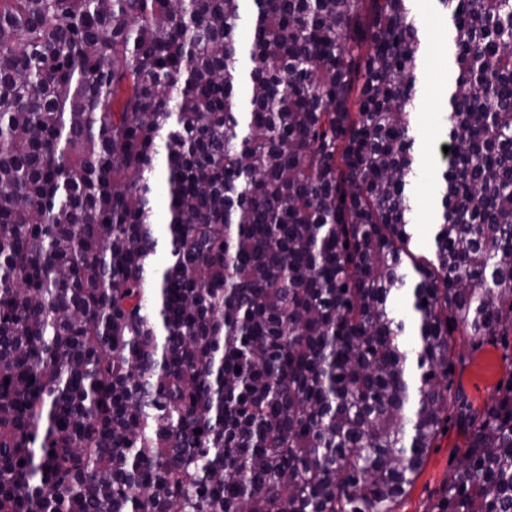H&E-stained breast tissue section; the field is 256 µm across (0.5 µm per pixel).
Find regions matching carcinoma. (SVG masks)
<instances>
[{
    "mask_svg": "<svg viewBox=\"0 0 512 512\" xmlns=\"http://www.w3.org/2000/svg\"><path fill=\"white\" fill-rule=\"evenodd\" d=\"M0 0V512H512V0L453 50L414 254L415 0ZM167 213L158 222L157 180ZM429 146H426L425 154L421 161V175L416 185L418 188L417 199L418 204L416 207L415 217V239L411 243L410 248L417 255L429 256L428 248L425 245V241L429 234L426 223V213L432 207L434 202V186L433 182L427 180L423 175V168L425 174L428 170H432L438 163L444 158L443 147L440 141L436 137H428ZM452 344L458 356L449 376L453 389L461 388L475 407H483L498 395V387L512 379V335L474 347L467 336L454 333ZM462 428L451 413L448 428H444L429 448L425 464L416 476L407 494L399 501L397 512H427L430 504L443 492L448 477L460 465L462 456L458 448H463Z\"/></svg>",
    "mask_w": 512,
    "mask_h": 512,
    "instance_id": "1",
    "label": "carcinoma"
}]
</instances>
